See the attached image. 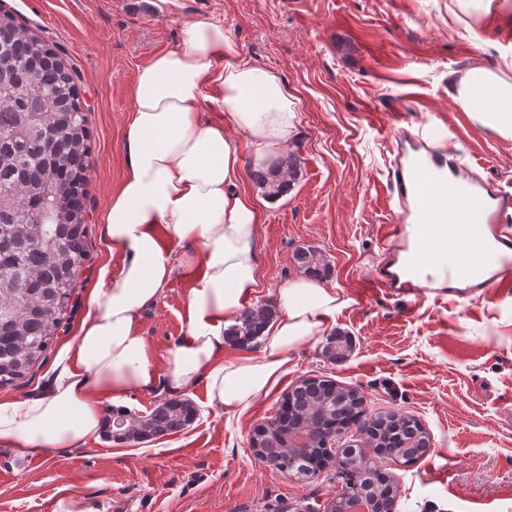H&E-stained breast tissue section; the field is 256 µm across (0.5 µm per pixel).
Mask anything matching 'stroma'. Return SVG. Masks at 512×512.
Returning a JSON list of instances; mask_svg holds the SVG:
<instances>
[{"mask_svg": "<svg viewBox=\"0 0 512 512\" xmlns=\"http://www.w3.org/2000/svg\"><path fill=\"white\" fill-rule=\"evenodd\" d=\"M450 0H0L24 25L60 46L80 76L90 130L89 262L77 275L65 332L25 382L0 399L40 391L120 258L104 215L129 162L137 69L182 46L189 21H220L252 63L273 69L296 102L294 151L302 173L279 202L242 172L237 189L259 213V285L247 306L274 304L302 276L294 254L315 248L329 263L325 287L346 302L335 330L352 340L330 360L325 337L302 345L266 397L229 417L186 394L198 416L185 431L142 444L103 437L65 453L0 444V512H322L341 491L335 467L298 481L250 446L252 428L276 413L301 379L358 387L367 412L414 416L432 447L416 462L385 459L396 512H512V287L431 295L367 289L390 262L379 248L390 211L400 134L431 140L476 176L512 193V140L475 123L452 97L450 75L501 66L512 23L468 28ZM196 281L179 273L142 316L157 352L184 334Z\"/></svg>", "mask_w": 512, "mask_h": 512, "instance_id": "1", "label": "stroma"}]
</instances>
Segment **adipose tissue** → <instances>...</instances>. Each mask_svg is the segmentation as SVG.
<instances>
[{
    "instance_id": "ef3b65f1",
    "label": "adipose tissue",
    "mask_w": 512,
    "mask_h": 512,
    "mask_svg": "<svg viewBox=\"0 0 512 512\" xmlns=\"http://www.w3.org/2000/svg\"><path fill=\"white\" fill-rule=\"evenodd\" d=\"M212 85L221 122L200 114ZM454 88L475 122L512 140V61L503 70L462 71ZM133 98L129 164L106 215L121 261L93 291L91 310L46 387L0 401V443L72 450L103 435L105 406L122 410L135 395L184 393L201 380L210 406L238 414L270 392L292 353L322 335L345 305L333 289L290 279L277 290L280 313L257 352L225 362L224 327L258 284L259 217L237 190L243 158L290 146L299 133L297 104L279 76L245 59L214 21L186 23L181 48L139 66ZM237 130L247 143L234 138ZM168 238L184 244L180 256L165 247ZM184 270L198 273L185 333L160 356L142 334L141 316Z\"/></svg>"
}]
</instances>
